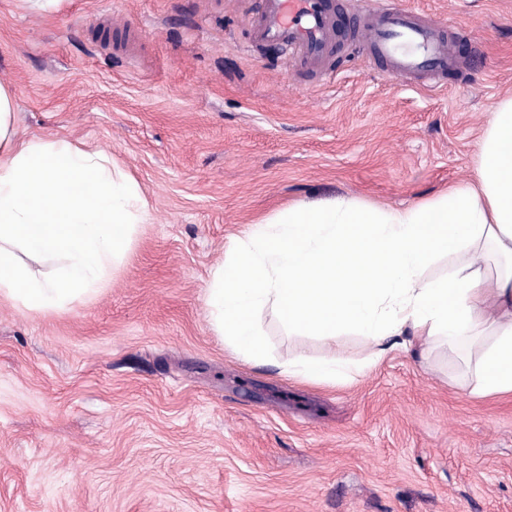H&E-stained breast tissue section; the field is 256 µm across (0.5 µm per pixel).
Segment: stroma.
I'll return each instance as SVG.
<instances>
[{
	"label": "stroma",
	"mask_w": 512,
	"mask_h": 512,
	"mask_svg": "<svg viewBox=\"0 0 512 512\" xmlns=\"http://www.w3.org/2000/svg\"><path fill=\"white\" fill-rule=\"evenodd\" d=\"M395 2L466 30L443 86L372 69L342 34L327 75L285 66L253 42L254 0H0L20 137L112 154L152 207L96 296L0 303V512H512V394L460 388L447 349L370 365L357 337L332 350L268 312L255 364L209 324L211 273L250 224L473 176L512 95V0ZM332 352L352 379L280 369Z\"/></svg>",
	"instance_id": "35a3bbf8"
}]
</instances>
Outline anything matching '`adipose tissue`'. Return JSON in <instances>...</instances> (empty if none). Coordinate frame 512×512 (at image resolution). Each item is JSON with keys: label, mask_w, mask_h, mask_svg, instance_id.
<instances>
[{"label": "adipose tissue", "mask_w": 512, "mask_h": 512, "mask_svg": "<svg viewBox=\"0 0 512 512\" xmlns=\"http://www.w3.org/2000/svg\"><path fill=\"white\" fill-rule=\"evenodd\" d=\"M16 97L0 83V301L33 313L66 310L103 288L127 257L151 205L109 153L66 138L21 139ZM474 181L403 208L350 199L292 205L250 225L212 272L210 325L247 360L265 356L258 320L274 312L289 334L336 345L359 337L368 363L385 342L470 350L471 393L512 392V96L480 138ZM448 260L433 278L431 261ZM286 375L333 384L350 364L301 356Z\"/></svg>", "instance_id": "1"}]
</instances>
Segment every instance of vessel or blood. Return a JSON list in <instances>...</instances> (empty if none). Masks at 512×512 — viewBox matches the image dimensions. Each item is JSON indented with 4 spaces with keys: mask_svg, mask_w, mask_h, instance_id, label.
<instances>
[{
    "mask_svg": "<svg viewBox=\"0 0 512 512\" xmlns=\"http://www.w3.org/2000/svg\"><path fill=\"white\" fill-rule=\"evenodd\" d=\"M249 23L259 43H274L288 62L322 70L336 39L333 0H258ZM348 35L362 39L369 63L401 79L441 86L454 64L444 25L394 0H345Z\"/></svg>",
    "mask_w": 512,
    "mask_h": 512,
    "instance_id": "obj_1",
    "label": "vessel or blood"
}]
</instances>
